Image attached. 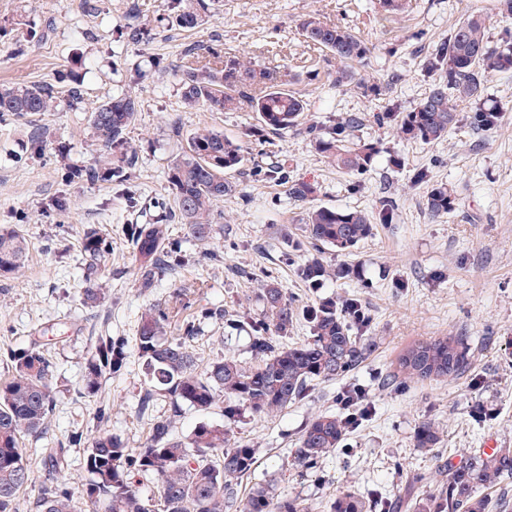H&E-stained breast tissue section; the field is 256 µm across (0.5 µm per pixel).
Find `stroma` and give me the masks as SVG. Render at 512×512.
<instances>
[{
  "mask_svg": "<svg viewBox=\"0 0 512 512\" xmlns=\"http://www.w3.org/2000/svg\"><path fill=\"white\" fill-rule=\"evenodd\" d=\"M138 2L151 37L126 45L116 41L115 31L127 21L129 0H105L104 10L94 15L83 11L82 0H0V85L56 84L76 74L83 78L85 99L78 110L62 103L33 118L0 117V225L17 228L30 245L22 272L0 276V382L9 376L8 349L36 339L56 366L59 391L48 434L22 442L34 481L17 495L12 512H35L44 449L76 432L91 437L98 408L108 411L106 430L133 449L146 444L160 418L170 420L177 439L202 423L225 424L223 406L176 410L162 394L153 408L141 412L146 380L134 354L121 374L104 379L97 394L82 389L83 363L95 338L134 342L142 313L171 305L181 290L191 306L170 317L166 330L176 334L183 319L195 317L194 349L204 364L224 356L252 365L249 323L262 312V288L270 280L285 288L296 307L311 304L319 293L354 297L370 316L362 333L369 353L357 369L313 383L302 399L276 415L248 413L234 424V439L257 450L240 496L265 488L274 497L301 501L308 512H329L336 496L347 491L366 501L378 495L394 503L428 489H447L441 464L478 453L488 439L512 448V71L486 79L488 104L503 111L492 130L477 132L462 121L442 141L422 144L397 137L386 118L390 111H410L423 98L432 82L425 68L429 49L464 13L490 15L488 36L495 44L512 41V16L499 14L498 0H410L407 12L393 18L381 14L378 0H212L206 23L185 30L171 25L169 0ZM310 15L351 27L367 42L370 51L356 64L354 81L333 85L335 57L301 34L300 23ZM31 24L46 28V37L23 41ZM190 44L242 55L279 72L308 104L302 125L261 137L257 115L249 110L186 109L167 67ZM386 79L391 85L383 95L361 90ZM123 89L141 102L129 133L138 161L127 181H66L65 160L89 164L99 155L89 122L92 107ZM353 113L363 119L355 136L382 148L360 178L328 163L306 132L312 124L330 131ZM34 122L51 130L37 152L26 138ZM203 129L242 144L247 160L226 172L233 190L218 206L211 238L200 241L175 214L167 173L189 136ZM275 161L284 162L290 178L316 183L318 204L370 212L389 197L397 217L376 225L352 254L320 252L307 244L287 257L282 237L301 236L305 207L263 176V168ZM420 168L454 189L460 201L455 212L427 213V188L411 181ZM60 194L69 201L63 212L50 204ZM159 220L180 246L182 264L144 289L126 227ZM87 224L103 227L112 244L102 280L105 297L94 307L83 301L81 229ZM315 256L332 269L354 265L360 276L331 277L313 290L298 269ZM216 307L232 314V321L201 317V309ZM459 334L467 336L473 357L469 372L407 389L392 385L407 347ZM354 386L368 396V417L349 433L345 447L315 468L300 467L294 450L306 424L315 415L340 411L339 394ZM424 421L442 433L441 443L430 450L416 448L413 441Z\"/></svg>",
  "mask_w": 512,
  "mask_h": 512,
  "instance_id": "35a3bbf8",
  "label": "stroma"
}]
</instances>
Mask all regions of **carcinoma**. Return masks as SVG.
Wrapping results in <instances>:
<instances>
[{
	"instance_id": "carcinoma-1",
	"label": "carcinoma",
	"mask_w": 512,
	"mask_h": 512,
	"mask_svg": "<svg viewBox=\"0 0 512 512\" xmlns=\"http://www.w3.org/2000/svg\"><path fill=\"white\" fill-rule=\"evenodd\" d=\"M175 23L185 29L202 25L207 17L205 0H171ZM140 4L128 7V21L117 33L118 41L139 44L147 39L148 27L141 20ZM488 17L468 12L450 29L448 38L432 46L428 68L436 78L421 102L409 112H390L396 130L406 140L434 144L448 136L457 124L463 102L473 103L470 123L481 130L495 128L502 118L497 106L484 102L482 78L512 71V44L493 45L487 32ZM305 39L331 52L340 67L333 83L342 85L352 79L348 66L362 61L370 52L367 43L349 28L328 25L314 17L301 23ZM186 108L203 107L216 112H236L248 108L258 116L261 130L281 132L300 124L306 102L290 92L273 71L258 69L238 56H224L220 51L187 46L179 64L172 66ZM70 107L84 102L81 79L70 77L69 87L61 92L51 82H16L0 87V116L36 114L53 110L60 101ZM140 112L137 96L118 91L90 113V126L101 145L99 158L90 165H71L69 176L75 182H123L136 163L137 151L128 139V130ZM360 117L351 115L332 128L330 137L313 136L318 152L347 175L369 172L380 153L376 143L352 140L349 132L357 128ZM245 150L238 143L214 130H201L188 139L187 149L172 163L167 179L175 190L176 207L192 235L199 240L211 238L218 204L232 191L224 173L243 165ZM267 177L287 186L288 196L307 205L303 233L310 243L338 255L351 253L373 233V225L395 220L394 204L383 200L380 207L366 213L342 210L313 201L318 194L315 184L303 179L290 180L284 164L268 167ZM413 183L430 189L425 207L431 216L455 211L457 198L444 184L432 183L431 171L419 169ZM128 236L138 262L139 284L153 286L162 270L174 271L178 247L167 239L163 224H132ZM110 241L101 228L88 225L82 229L81 251L85 280L90 284L86 301L97 304L101 289L96 287L102 267L110 254ZM28 241L13 227H0V276L15 275L24 267ZM303 279L318 288L327 270L322 260L311 258L300 267ZM264 310L253 320L250 351L255 365L246 368L234 358L217 357L200 367L191 348L197 335L195 320L186 319L178 336L164 337L168 320L165 310L150 307L141 315L135 349L147 376L141 397V409L150 407L155 394L169 395L175 407L187 405L207 411L225 404L224 416L235 421L245 412L269 414L281 411L305 396L315 381H329L344 376L367 358V349L356 329L369 323V316L356 298L340 302L322 296L303 311H298L284 288L271 282L262 292ZM310 324L311 336L299 345H287L283 338L298 315ZM129 351L124 340L98 337L85 359L82 388L96 394L103 379L121 372ZM9 378L0 383V512H11L19 491L33 482L23 457L22 440L41 437L49 430L50 416L56 406L52 384L54 364L35 342L7 351ZM472 366L466 337L429 338L408 347L398 358L394 378L402 388L428 379L458 378ZM365 412L351 407L341 413H322L312 418L298 440L295 459L310 469L325 456L344 445L351 428L350 414ZM97 431L84 458L89 479L81 494L94 512H305L288 498L273 501L263 490L239 499L238 487L251 474L256 449L239 440L229 443V429L207 423L199 424L185 440L172 438L170 422L153 423L149 441L131 451L102 423L106 412L97 414ZM75 435L55 448L43 449L48 477L34 502L36 512H73L72 493L62 487L55 475L67 463V449L79 444ZM415 446L434 448L440 443L439 428L421 423L414 432ZM137 474L157 480L160 497L156 503L143 497L134 484ZM512 476V448H499L491 455L474 454L460 460L448 473V495L426 492L409 500L405 512H496L499 503L489 491ZM330 512H367V504L351 493L336 497Z\"/></svg>"
}]
</instances>
